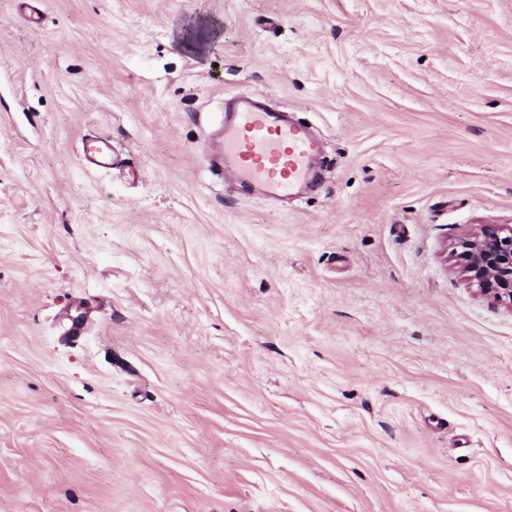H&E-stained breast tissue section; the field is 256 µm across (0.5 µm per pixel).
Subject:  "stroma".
<instances>
[{
  "label": "stroma",
  "instance_id": "stroma-1",
  "mask_svg": "<svg viewBox=\"0 0 512 512\" xmlns=\"http://www.w3.org/2000/svg\"><path fill=\"white\" fill-rule=\"evenodd\" d=\"M0 0V512H512V0ZM259 92L288 202L211 167ZM115 166L83 160L92 137ZM224 112V157L243 186L289 197L308 181L321 145L306 126L250 96L234 98ZM452 266L485 297L512 306V225L480 224L451 246Z\"/></svg>",
  "mask_w": 512,
  "mask_h": 512
}]
</instances>
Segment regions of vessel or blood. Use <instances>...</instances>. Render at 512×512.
<instances>
[{
    "mask_svg": "<svg viewBox=\"0 0 512 512\" xmlns=\"http://www.w3.org/2000/svg\"><path fill=\"white\" fill-rule=\"evenodd\" d=\"M223 148L242 185L258 184L271 195L289 197L308 181L321 145L286 111L239 96L225 109ZM83 158L98 167H112V147L104 139L93 141Z\"/></svg>",
    "mask_w": 512,
    "mask_h": 512,
    "instance_id": "1",
    "label": "vessel or blood"
}]
</instances>
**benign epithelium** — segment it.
Instances as JSON below:
<instances>
[{
	"instance_id": "benign-epithelium-1",
	"label": "benign epithelium",
	"mask_w": 512,
	"mask_h": 512,
	"mask_svg": "<svg viewBox=\"0 0 512 512\" xmlns=\"http://www.w3.org/2000/svg\"><path fill=\"white\" fill-rule=\"evenodd\" d=\"M453 268L485 297L512 305V225L480 224L451 246Z\"/></svg>"
}]
</instances>
